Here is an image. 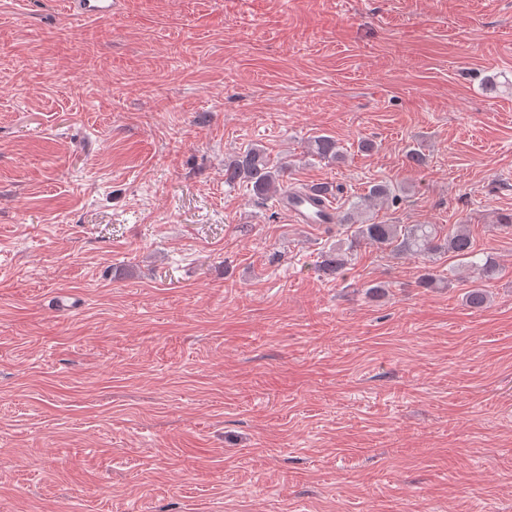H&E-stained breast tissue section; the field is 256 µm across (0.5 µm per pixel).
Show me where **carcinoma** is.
<instances>
[{"instance_id":"obj_1","label":"carcinoma","mask_w":512,"mask_h":512,"mask_svg":"<svg viewBox=\"0 0 512 512\" xmlns=\"http://www.w3.org/2000/svg\"><path fill=\"white\" fill-rule=\"evenodd\" d=\"M309 152L331 162L343 156L341 146L327 135L314 137L309 144ZM288 166L277 163L270 154L256 146H246L224 162V184L244 186L253 197L267 200L282 191H298L300 187H286L285 177ZM438 224H359L350 236L346 249L336 248L329 252L324 267L338 273L348 264V254L365 245L380 251L392 250L413 253L432 258L441 252L467 260L473 272V285L466 292L465 303L476 310L484 308L488 301L485 282L493 280L499 267L489 254L479 255L469 232L462 224L448 229Z\"/></svg>"}]
</instances>
